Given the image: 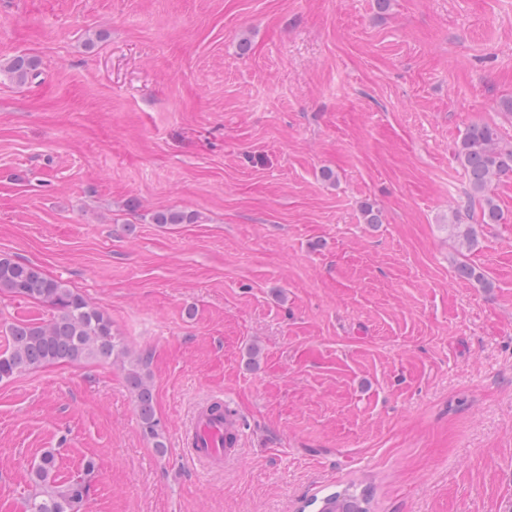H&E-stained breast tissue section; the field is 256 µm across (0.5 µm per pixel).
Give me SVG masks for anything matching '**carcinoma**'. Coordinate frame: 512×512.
I'll return each instance as SVG.
<instances>
[{"label":"carcinoma","instance_id":"carcinoma-1","mask_svg":"<svg viewBox=\"0 0 512 512\" xmlns=\"http://www.w3.org/2000/svg\"><path fill=\"white\" fill-rule=\"evenodd\" d=\"M37 61L17 55L7 69L19 84L34 76ZM457 159L464 169L469 185L467 201L454 214L453 228H464V236L475 243L468 226L474 203L481 204V223L497 224L500 211L494 203L490 186L494 179L512 173V148L500 146L496 126L476 123L466 131L458 149ZM156 224H188L192 216L179 210L156 212ZM34 300L48 307L49 318L22 320L11 324L6 336L8 347L0 351V382L44 366L60 363L111 361L122 349L112 332V319L78 290L61 280L49 277L31 262H21L0 255V293ZM125 380L134 398L143 435L159 454L165 453L163 425L156 415L151 383L139 369H125ZM56 452L45 451L32 464L33 492L26 500L25 512H80L90 486L82 477L60 483L56 479ZM311 504L317 512H371L367 491L346 486Z\"/></svg>","mask_w":512,"mask_h":512}]
</instances>
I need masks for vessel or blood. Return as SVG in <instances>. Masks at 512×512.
<instances>
[{
	"label": "vessel or blood",
	"mask_w": 512,
	"mask_h": 512,
	"mask_svg": "<svg viewBox=\"0 0 512 512\" xmlns=\"http://www.w3.org/2000/svg\"><path fill=\"white\" fill-rule=\"evenodd\" d=\"M225 435L224 398L216 395L193 415L184 430L183 443L190 457L210 470L224 463Z\"/></svg>",
	"instance_id": "vessel-or-blood-1"
}]
</instances>
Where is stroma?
Listing matches in <instances>:
<instances>
[{"mask_svg": "<svg viewBox=\"0 0 512 512\" xmlns=\"http://www.w3.org/2000/svg\"><path fill=\"white\" fill-rule=\"evenodd\" d=\"M17 55L0 255L111 317L167 451L119 365L21 373L0 512L50 449L62 480L95 462L82 512H301L347 485L372 512H512V174L477 246L451 228L467 128L512 147V0H0ZM215 394L242 443L206 472L181 432ZM6 67L17 83L26 84L36 76L38 63L33 57L17 55L7 63ZM125 380L134 398L143 435L151 441L157 453H165L167 445L163 437V425L156 415L151 383L144 373L134 366L125 369Z\"/></svg>", "mask_w": 512, "mask_h": 512, "instance_id": "35a3bbf8", "label": "stroma"}]
</instances>
